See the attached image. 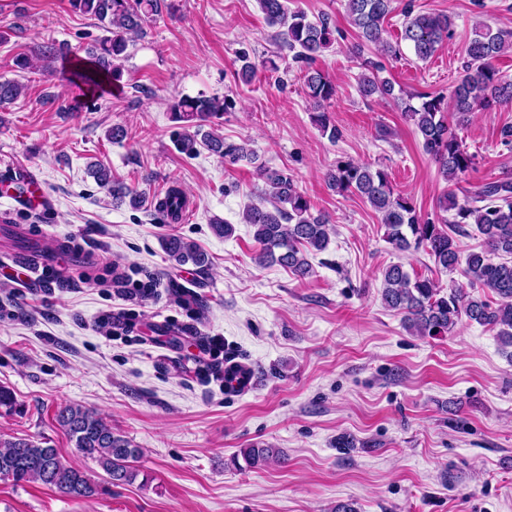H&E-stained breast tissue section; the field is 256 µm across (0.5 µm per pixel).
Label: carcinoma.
<instances>
[{
    "instance_id": "obj_1",
    "label": "carcinoma",
    "mask_w": 512,
    "mask_h": 512,
    "mask_svg": "<svg viewBox=\"0 0 512 512\" xmlns=\"http://www.w3.org/2000/svg\"><path fill=\"white\" fill-rule=\"evenodd\" d=\"M163 0H69L75 11L91 15L101 22L107 35L87 49V56L74 64V76L100 85L117 82L121 73L114 62L127 57L129 46L143 34L150 16L161 10ZM393 0H347V15L357 30L363 48H375V57L361 59L362 73L357 89L361 97H394L402 112L422 139V148L438 165L443 178L454 184L459 176L475 167V155L468 152L463 139L449 127L448 119L462 127L472 112L512 102V79L504 76L495 61L512 51V32L483 25L475 29L466 49L463 74L450 94L420 93L406 98L393 96L394 85L381 76L383 60L401 56L400 42L413 49L421 61L431 59L454 34V22L446 14L404 10L400 40L387 37L385 20L392 13ZM267 24L277 28L275 40L295 52L294 58L307 64L304 85L314 101L313 121L333 142L342 137L341 130L331 123L327 104L336 96V86L312 64L323 50L336 42L338 30L327 15L313 20L301 10L292 11L287 0H259ZM22 87L10 79H0V107L13 103ZM418 103H413V99ZM226 100L199 96L183 98L171 105L174 119L182 123L177 134V148L189 156L196 154L197 144L233 161L253 155L245 144L224 142V138L203 130L204 123L224 112ZM257 175L265 184L269 205L251 204L242 213V221L253 228L259 245L254 257L260 266L279 265L293 275L305 279L312 274L307 251L327 248L328 217L314 211V205L288 173L268 166L258 167ZM95 177L112 196L116 206L129 205L139 209L145 205L143 194L134 191L112 173L99 168ZM324 180L338 195L355 194L364 199L380 215L386 241L398 251L424 249L436 264L452 272L465 262L464 274L469 286L482 293L472 295L461 287L443 291L426 277L411 276L400 264L387 266L383 273L381 297L384 305L403 314L406 327L422 337H443L451 334L459 322L466 320L498 329L501 343L512 347V178L475 184L464 190L458 200L455 191L448 192L440 209L451 218H424L413 199L394 191L388 174L381 168L352 159H338L329 168ZM185 192L170 186L163 198L156 201L155 211L168 223L179 220L185 203ZM475 225L483 247L461 258L455 235L465 232L464 226ZM163 249L176 266L188 263L203 270L208 256L196 243L181 236L163 240ZM56 421L67 433L74 448L94 460L113 484H129L139 475L132 466L140 450L125 436L113 431L112 424L94 411L79 405L59 409ZM245 462L251 466L267 464L279 456L276 448H243ZM0 478L15 485L40 483L64 495L83 500L94 497L99 485L91 477L63 462L56 448L26 438H0Z\"/></svg>"
}]
</instances>
